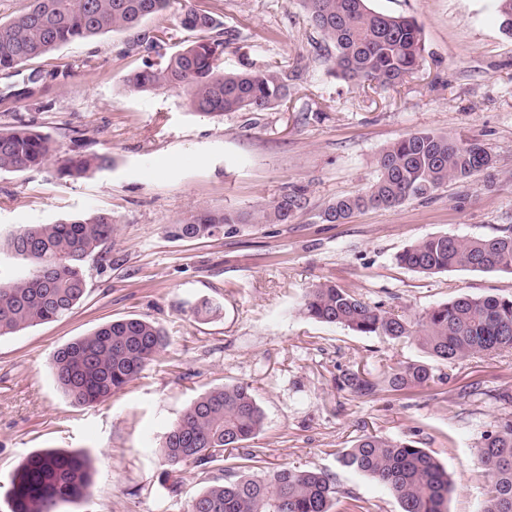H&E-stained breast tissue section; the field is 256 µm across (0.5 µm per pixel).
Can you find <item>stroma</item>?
<instances>
[{"instance_id":"stroma-1","label":"stroma","mask_w":512,"mask_h":512,"mask_svg":"<svg viewBox=\"0 0 512 512\" xmlns=\"http://www.w3.org/2000/svg\"><path fill=\"white\" fill-rule=\"evenodd\" d=\"M194 2L233 32L224 70L253 62L296 71L284 105L204 116L182 92L130 91L125 79L144 57L129 52L125 32L56 51L53 64L72 73L66 84L19 105L0 100V126L19 114L63 153L112 158L110 169L66 182L50 166L0 171V236L96 212L115 222L69 315L0 336V479L40 448L83 452L94 464L89 494L58 512H187L223 473L194 469L171 490L158 448L199 394L246 384L264 413L247 446L260 450L264 469L323 470L338 496L399 512L373 478L337 460L360 436L377 434L429 450L453 483L448 512H479L486 477L477 448L482 432L512 413V353L442 364V380L430 386L360 398L340 389L342 371L377 374L428 354L317 322L300 304L320 281L408 317L463 294L512 297L507 272L424 275L396 260L426 237L490 238L512 226V36L500 28L497 0H368L421 28L423 59L395 88L335 77L334 47L309 25L301 0ZM419 130L485 145L492 168L449 181L428 200L321 222L326 205L372 183L384 147ZM294 187L309 204L292 223L241 224L203 240L168 234L200 212L260 214ZM205 298L220 311L196 317ZM125 317L161 325L164 350L112 398L74 404L51 373L53 354ZM475 386L481 395H471Z\"/></svg>"}]
</instances>
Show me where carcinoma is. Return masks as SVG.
Segmentation results:
<instances>
[{
	"instance_id": "1",
	"label": "carcinoma",
	"mask_w": 512,
	"mask_h": 512,
	"mask_svg": "<svg viewBox=\"0 0 512 512\" xmlns=\"http://www.w3.org/2000/svg\"><path fill=\"white\" fill-rule=\"evenodd\" d=\"M171 0H30L28 8L0 22V72L10 73L60 47L109 32H129L164 14ZM311 24L332 43L336 76L361 85L402 84L424 52L415 20L368 8L367 0H302ZM178 26L189 33L187 44L146 63L127 79L132 91L179 90L200 114L263 112L288 96V71L258 69L248 63L226 72L219 60L224 33L207 10L185 3ZM71 77L64 68L34 69L20 89L0 91V100L22 101L45 84ZM59 178L77 179L112 165L107 154L63 155L48 134L23 120L0 127V171L25 172L49 163ZM493 157L479 143L429 131L406 134L381 150L377 176L363 192L336 199L319 214L324 223L342 224L366 209L394 208L409 199L426 198L451 180L466 179L490 168ZM308 206L306 192L295 187L282 194L258 217L269 224H288ZM239 212L192 215L173 225L178 240L214 237L224 228L249 224ZM112 216L97 213L53 224L25 225L6 238L8 249L29 261L33 272L11 282L0 280V335L56 321L83 299L85 260L112 239ZM404 267L423 274L448 270L512 273V227L491 238L436 235L405 248L397 257ZM301 310L315 321L340 325L361 336L408 339L438 361L453 365L475 355L512 352V298L460 296L425 310L415 318L369 304L354 292L328 281L303 297ZM163 329L142 318L114 320L80 336L53 355L57 385L74 403L104 402L122 390L165 348ZM442 379L427 363H407L374 375L347 371L340 387L363 398L382 390L427 387ZM263 428V413L246 384L214 387L193 400L170 426L160 448L167 476L181 475L229 458L221 481L201 490L187 512H370L366 502L336 498L332 477L321 470L282 467L264 471L258 453L238 457V450ZM242 462H236V459ZM343 466L364 473L395 496L401 512H447L448 474L429 451L406 441L378 435L360 437L340 456ZM478 462L489 477L481 512H512V415L498 418L481 436ZM92 460L84 453L43 449L29 454L12 472L0 501L6 512H56L60 503L81 500L91 477Z\"/></svg>"
}]
</instances>
